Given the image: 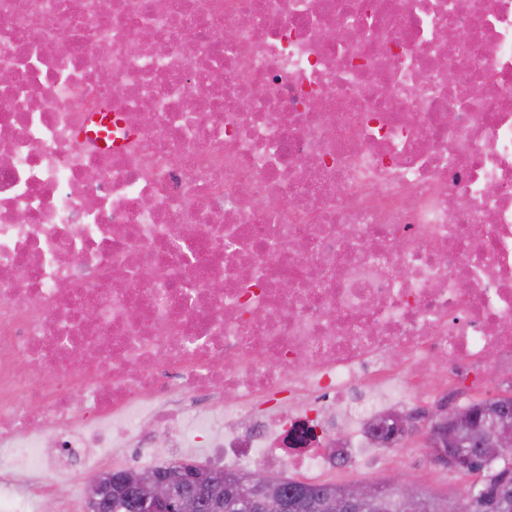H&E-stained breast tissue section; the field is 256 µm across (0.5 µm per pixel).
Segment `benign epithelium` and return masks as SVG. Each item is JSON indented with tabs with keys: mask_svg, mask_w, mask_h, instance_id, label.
Segmentation results:
<instances>
[{
	"mask_svg": "<svg viewBox=\"0 0 512 512\" xmlns=\"http://www.w3.org/2000/svg\"><path fill=\"white\" fill-rule=\"evenodd\" d=\"M474 404L448 408L439 404L422 428L425 447L432 461L450 472L464 473L474 468L470 457L459 452L461 445L478 442L482 458L489 462L512 465V430L497 424L474 427L471 419ZM120 484L121 508L124 512H227L231 505L238 512H300L313 508L317 512H382V496L372 482H358L344 490L312 501L308 488L294 496L275 493L268 484V475L261 471L225 476L221 470L202 468L194 463H176L161 470L137 476L121 483L120 475H106L92 482L89 489L90 509L112 505V487ZM402 502L414 509L418 488L405 474L392 479ZM472 512H512V472H501L489 479L481 494L472 500Z\"/></svg>",
	"mask_w": 512,
	"mask_h": 512,
	"instance_id": "benign-epithelium-1",
	"label": "benign epithelium"
}]
</instances>
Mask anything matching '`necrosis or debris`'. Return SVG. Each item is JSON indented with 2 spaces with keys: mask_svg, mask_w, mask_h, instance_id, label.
<instances>
[{
  "mask_svg": "<svg viewBox=\"0 0 512 512\" xmlns=\"http://www.w3.org/2000/svg\"><path fill=\"white\" fill-rule=\"evenodd\" d=\"M0 142V512L144 426L317 476L512 385V0H0Z\"/></svg>",
  "mask_w": 512,
  "mask_h": 512,
  "instance_id": "1",
  "label": "necrosis or debris"
}]
</instances>
